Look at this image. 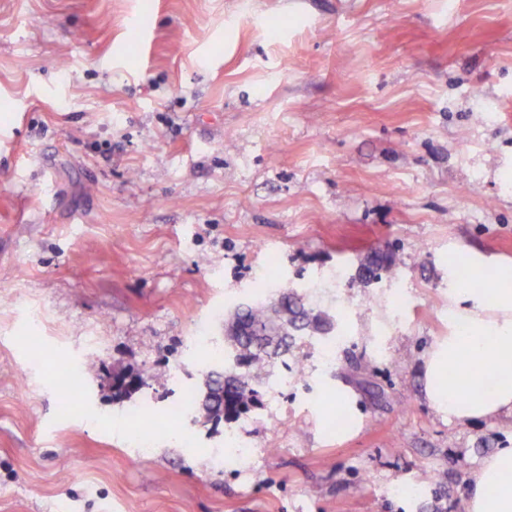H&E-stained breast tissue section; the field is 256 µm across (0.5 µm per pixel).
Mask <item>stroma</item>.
Masks as SVG:
<instances>
[{"label": "stroma", "mask_w": 512, "mask_h": 512, "mask_svg": "<svg viewBox=\"0 0 512 512\" xmlns=\"http://www.w3.org/2000/svg\"><path fill=\"white\" fill-rule=\"evenodd\" d=\"M489 260L512 0H0V512H459L512 418L444 420L423 356L453 263ZM282 286L329 335L191 423L225 322ZM397 268V258L394 250H374L365 258L359 266L358 275L365 281L374 279L378 270L387 274H394Z\"/></svg>", "instance_id": "stroma-1"}]
</instances>
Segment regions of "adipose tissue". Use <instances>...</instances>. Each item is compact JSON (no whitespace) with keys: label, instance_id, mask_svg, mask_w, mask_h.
I'll list each match as a JSON object with an SVG mask.
<instances>
[{"label":"adipose tissue","instance_id":"ef3b65f1","mask_svg":"<svg viewBox=\"0 0 512 512\" xmlns=\"http://www.w3.org/2000/svg\"><path fill=\"white\" fill-rule=\"evenodd\" d=\"M476 272L487 276L485 287H476ZM448 313L447 340L424 360L431 406L451 422L512 417V266L489 262L455 277ZM487 366L495 369L493 386L474 390L473 377ZM467 512H512V448L484 459Z\"/></svg>","mask_w":512,"mask_h":512}]
</instances>
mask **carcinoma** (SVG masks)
I'll list each match as a JSON object with an SVG mask.
<instances>
[{
  "mask_svg": "<svg viewBox=\"0 0 512 512\" xmlns=\"http://www.w3.org/2000/svg\"><path fill=\"white\" fill-rule=\"evenodd\" d=\"M397 268L394 250L371 252L359 266L365 281L377 271L390 275ZM332 328L328 315L309 307L292 289L280 291L273 305L256 302L237 312L224 339L220 365L209 370L198 390L189 393L186 406L195 409V420H237L257 405L253 382L268 374L276 359L288 354L297 330L327 334Z\"/></svg>",
  "mask_w": 512,
  "mask_h": 512,
  "instance_id": "carcinoma-1",
  "label": "carcinoma"
}]
</instances>
